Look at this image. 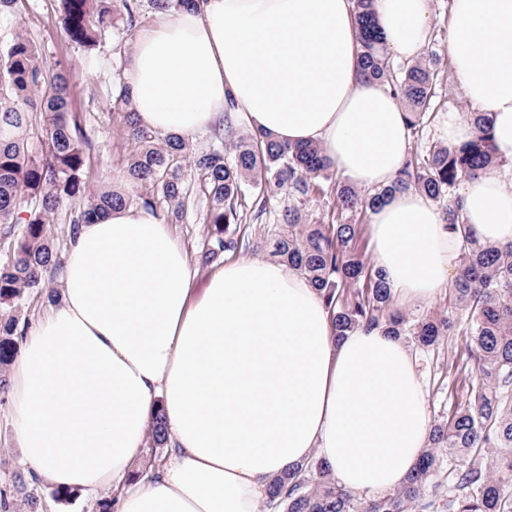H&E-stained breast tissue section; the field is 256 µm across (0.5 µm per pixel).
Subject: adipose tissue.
Returning a JSON list of instances; mask_svg holds the SVG:
<instances>
[{"mask_svg":"<svg viewBox=\"0 0 512 512\" xmlns=\"http://www.w3.org/2000/svg\"><path fill=\"white\" fill-rule=\"evenodd\" d=\"M432 0H376L389 51L416 58ZM353 0H204L135 36L126 83L139 126L186 137L230 117L319 144L352 186H388L407 157L404 114L362 78ZM448 55L512 161V0H453ZM464 215L512 243V190L466 179ZM374 266L405 304L434 300L460 243L422 192L372 213ZM185 249L140 207L80 225L51 304L14 363L10 403L31 474L60 491L112 485L118 512H256L272 480L311 454L351 492L400 488L429 441L416 358L380 328L337 336L319 294L283 264L246 258L195 290ZM172 446L159 470L129 469L155 416Z\"/></svg>","mask_w":512,"mask_h":512,"instance_id":"obj_1","label":"adipose tissue"}]
</instances>
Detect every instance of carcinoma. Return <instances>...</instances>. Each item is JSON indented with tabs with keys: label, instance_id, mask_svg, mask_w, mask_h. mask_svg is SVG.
Returning a JSON list of instances; mask_svg holds the SVG:
<instances>
[{
	"label": "carcinoma",
	"instance_id": "cac0c4a2",
	"mask_svg": "<svg viewBox=\"0 0 512 512\" xmlns=\"http://www.w3.org/2000/svg\"><path fill=\"white\" fill-rule=\"evenodd\" d=\"M200 2L150 0L154 10L168 12L197 9ZM60 5L66 37L86 50L98 45L120 10L131 22L136 8L130 0H60ZM354 7L361 75L390 87L404 104L411 136H420L441 83L436 53L394 68L375 0H354ZM69 68L61 60L47 65L36 43L20 31L0 43V225L10 237L0 256V374L17 351L12 308L28 289L45 288L50 298L56 294L46 288L45 276L61 264L51 229L58 212L69 214L70 236L78 225L133 204L174 224L201 194L208 204L202 260L209 263L248 246L238 229L247 220L249 202L262 208L285 194L291 204L280 214L272 256L319 291L336 335L383 328L427 351L460 336L466 344L462 366L475 365L476 375L466 402L430 426L429 448L398 490L376 498L354 494L336 485L323 460L312 459L294 475L270 483L265 507L271 512H512V244L482 242L465 221L457 191L462 179L508 165L494 153L487 113H467L477 128L470 141L454 147L436 142L408 153L387 187L363 194L336 185L333 219L306 223L303 205L327 194L324 182L334 171L321 147L243 133L227 121L212 130L209 148L195 151L183 138H160L139 128L123 83L115 107L130 145L124 170L130 190H90L89 145L71 112ZM188 169L194 173L191 181ZM406 190L422 191L439 204L462 239L446 315L412 320L397 310L390 288L361 253V225L343 219L348 212L366 214ZM17 224L23 225L19 234L12 231ZM149 438L154 448L167 444L162 416ZM445 452L452 462L448 469Z\"/></svg>",
	"mask_w": 512,
	"mask_h": 512
}]
</instances>
